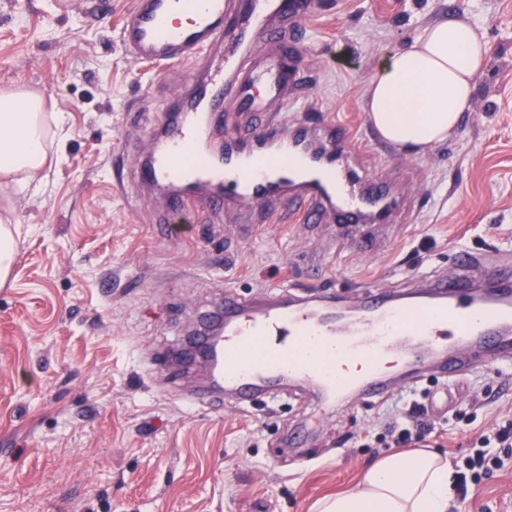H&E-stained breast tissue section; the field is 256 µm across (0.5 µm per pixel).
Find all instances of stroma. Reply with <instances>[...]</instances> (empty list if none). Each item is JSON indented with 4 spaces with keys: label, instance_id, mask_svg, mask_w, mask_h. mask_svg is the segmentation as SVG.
<instances>
[{
    "label": "stroma",
    "instance_id": "1",
    "mask_svg": "<svg viewBox=\"0 0 512 512\" xmlns=\"http://www.w3.org/2000/svg\"><path fill=\"white\" fill-rule=\"evenodd\" d=\"M130 2L0 0V89L42 94L67 131L40 190L0 180V217L16 228L0 287V512H315L386 455L397 399L424 407L435 429L423 447L452 462L511 422L512 368L479 358L459 384L433 376L375 403L325 404L290 385L243 407L193 404L203 379L169 356L228 285L245 298L350 297L363 281L451 273L466 251L512 264V0H320L304 22L289 121L354 126L362 145L343 165L418 210L412 224L370 225L362 246L288 213L247 234L263 210L236 202L215 217L191 207L160 234L162 202L138 168L194 68L122 49ZM466 11L491 54L457 135L418 153L380 143L365 94L383 58ZM462 410L470 424L456 423ZM454 507L512 512V455Z\"/></svg>",
    "mask_w": 512,
    "mask_h": 512
}]
</instances>
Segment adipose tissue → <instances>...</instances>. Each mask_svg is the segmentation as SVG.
I'll return each mask as SVG.
<instances>
[{
  "instance_id": "adipose-tissue-1",
  "label": "adipose tissue",
  "mask_w": 512,
  "mask_h": 512,
  "mask_svg": "<svg viewBox=\"0 0 512 512\" xmlns=\"http://www.w3.org/2000/svg\"><path fill=\"white\" fill-rule=\"evenodd\" d=\"M490 53L481 27L451 16L427 25L409 46L387 55L366 93L368 118L384 140L408 151L454 136L471 106L474 78ZM64 128V113H53ZM44 100L0 91V179L38 182L47 163ZM454 472L439 454L416 449L388 455L356 489L322 499L318 512H448Z\"/></svg>"
}]
</instances>
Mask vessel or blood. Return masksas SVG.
<instances>
[{"label":"vessel or blood","mask_w":512,"mask_h":512,"mask_svg":"<svg viewBox=\"0 0 512 512\" xmlns=\"http://www.w3.org/2000/svg\"><path fill=\"white\" fill-rule=\"evenodd\" d=\"M317 0H133L119 32L136 58L188 64L207 56L205 74L175 95L176 116L142 169L167 192L169 213L201 187L212 211L247 199L294 210L314 224L323 207L348 228L379 217L388 184H364L336 165L355 137L339 123L317 134L284 133L283 114L302 83L281 50H296ZM220 151H195L204 127ZM200 347L217 357L216 384L250 405L279 382H304L325 400L380 401L426 371L456 379L473 352L512 366V265L481 253L462 255L451 277L381 290L365 284L356 300L309 293L294 302L224 295V331Z\"/></svg>","instance_id":"vessel-or-blood-1"}]
</instances>
